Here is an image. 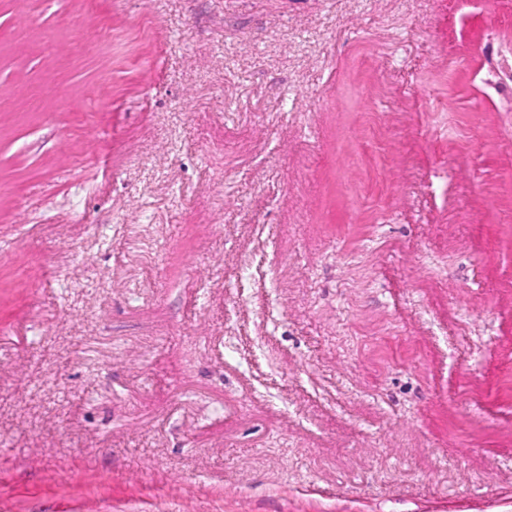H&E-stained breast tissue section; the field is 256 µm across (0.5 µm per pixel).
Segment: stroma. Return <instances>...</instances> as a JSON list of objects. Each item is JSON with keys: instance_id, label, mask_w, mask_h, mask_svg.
Here are the masks:
<instances>
[{"instance_id": "stroma-1", "label": "stroma", "mask_w": 512, "mask_h": 512, "mask_svg": "<svg viewBox=\"0 0 512 512\" xmlns=\"http://www.w3.org/2000/svg\"><path fill=\"white\" fill-rule=\"evenodd\" d=\"M512 0H0V512H512Z\"/></svg>"}]
</instances>
